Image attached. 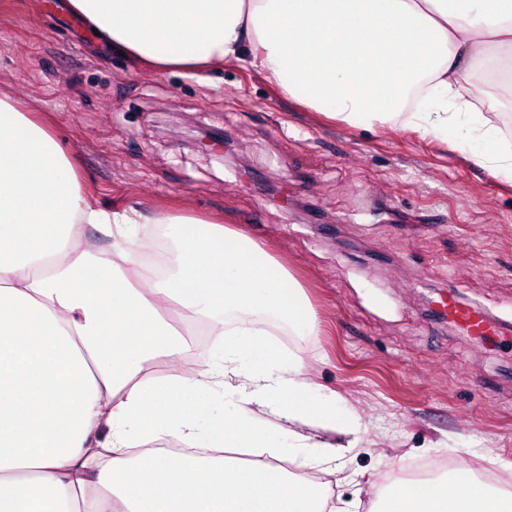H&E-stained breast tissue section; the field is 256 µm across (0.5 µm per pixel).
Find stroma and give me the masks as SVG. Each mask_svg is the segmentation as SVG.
I'll use <instances>...</instances> for the list:
<instances>
[{"mask_svg": "<svg viewBox=\"0 0 512 512\" xmlns=\"http://www.w3.org/2000/svg\"><path fill=\"white\" fill-rule=\"evenodd\" d=\"M0 92L40 112L98 207L219 219L303 286L321 322L269 342L340 396L360 444L338 480L304 448L334 505L369 512L371 484L446 459L512 473V183L400 126L353 128L288 99L267 75L224 66L157 74L112 52L61 0H0ZM512 139V82L473 87ZM216 127L232 155L197 150ZM450 297L497 332L489 351L436 320Z\"/></svg>", "mask_w": 512, "mask_h": 512, "instance_id": "35a3bbf8", "label": "stroma"}]
</instances>
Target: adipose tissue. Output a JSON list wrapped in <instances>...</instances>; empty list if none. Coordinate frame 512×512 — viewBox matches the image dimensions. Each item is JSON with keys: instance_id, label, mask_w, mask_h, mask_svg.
Segmentation results:
<instances>
[{"instance_id": "adipose-tissue-1", "label": "adipose tissue", "mask_w": 512, "mask_h": 512, "mask_svg": "<svg viewBox=\"0 0 512 512\" xmlns=\"http://www.w3.org/2000/svg\"><path fill=\"white\" fill-rule=\"evenodd\" d=\"M113 51L155 72L228 64L265 72L296 103L350 127L403 126L450 142L512 180V141L463 91L464 76L512 62V0H64ZM169 225L174 277L139 258V225ZM111 240L97 251L87 227ZM302 336L320 322L298 281L254 240L217 222L90 205L49 128L0 95V512H337L321 484L278 465L330 415L304 362L268 373L278 348L253 315ZM208 322L221 359L188 365L171 314ZM162 358L170 375L146 371ZM236 397L219 409L218 396ZM282 421L261 425L259 413ZM192 447L170 456L151 441ZM228 448H258L249 464ZM371 512H512V491L476 475L394 481Z\"/></svg>"}]
</instances>
